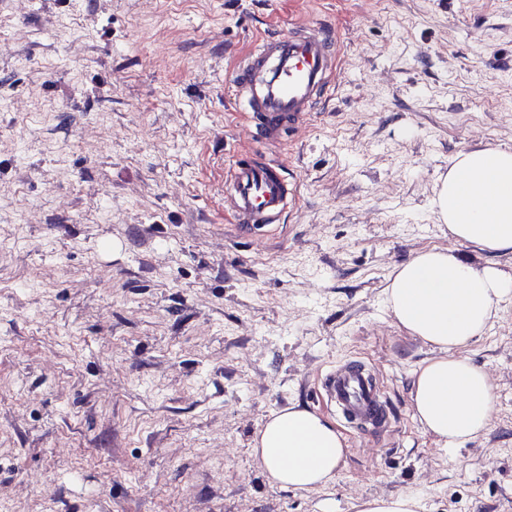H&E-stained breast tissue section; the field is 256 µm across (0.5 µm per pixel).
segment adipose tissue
<instances>
[{"mask_svg": "<svg viewBox=\"0 0 512 512\" xmlns=\"http://www.w3.org/2000/svg\"><path fill=\"white\" fill-rule=\"evenodd\" d=\"M432 206L457 242L512 256V149L456 154ZM384 293L397 325L433 351L413 374L415 417L448 444L477 437L492 414L493 384L488 371L460 350L492 325L512 293V274L492 261L477 264L435 247L394 266ZM345 451L346 440L331 420L296 404L268 417L252 445L271 481L289 490L330 483Z\"/></svg>", "mask_w": 512, "mask_h": 512, "instance_id": "ef3b65f1", "label": "adipose tissue"}]
</instances>
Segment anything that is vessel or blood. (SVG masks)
Returning a JSON list of instances; mask_svg holds the SVG:
<instances>
[{
	"mask_svg": "<svg viewBox=\"0 0 512 512\" xmlns=\"http://www.w3.org/2000/svg\"><path fill=\"white\" fill-rule=\"evenodd\" d=\"M334 67V43L329 35L295 31L263 42L232 78L233 85L246 94L257 137L273 142L284 126L301 124ZM228 183L245 230L277 223L288 206V183L279 163L240 157L230 170ZM323 391L363 435L375 437L388 431L383 391L365 365L349 362L331 368Z\"/></svg>",
	"mask_w": 512,
	"mask_h": 512,
	"instance_id": "1",
	"label": "vessel or blood"
}]
</instances>
